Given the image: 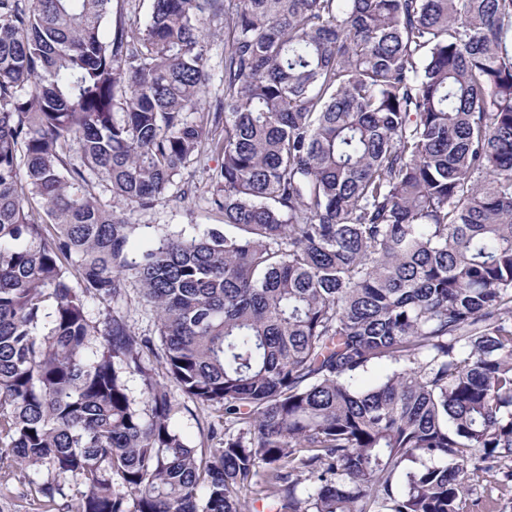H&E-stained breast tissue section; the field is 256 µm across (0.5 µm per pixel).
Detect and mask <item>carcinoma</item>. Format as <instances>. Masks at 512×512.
<instances>
[{
	"mask_svg": "<svg viewBox=\"0 0 512 512\" xmlns=\"http://www.w3.org/2000/svg\"><path fill=\"white\" fill-rule=\"evenodd\" d=\"M114 1L0 0V437L49 510L71 481L75 512H467L509 485L512 0ZM206 148L224 226L134 248L89 175L147 211ZM129 275L166 383L111 307ZM178 392L224 410L204 454ZM204 46L208 57L209 80L201 94L205 108L214 106L216 98L222 95L224 74V15L215 17L206 28Z\"/></svg>",
	"mask_w": 512,
	"mask_h": 512,
	"instance_id": "cac0c4a2",
	"label": "carcinoma"
}]
</instances>
